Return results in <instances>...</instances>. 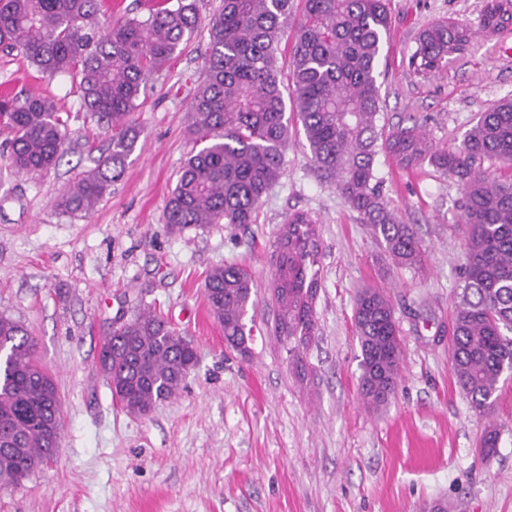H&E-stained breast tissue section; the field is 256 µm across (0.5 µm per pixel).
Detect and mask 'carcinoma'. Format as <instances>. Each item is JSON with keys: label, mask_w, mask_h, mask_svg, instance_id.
<instances>
[{"label": "carcinoma", "mask_w": 512, "mask_h": 512, "mask_svg": "<svg viewBox=\"0 0 512 512\" xmlns=\"http://www.w3.org/2000/svg\"><path fill=\"white\" fill-rule=\"evenodd\" d=\"M290 63L291 82L279 79L277 42L292 0H223L210 21L202 80L189 105V131L202 148L181 169L167 202L174 231L209 224H253L262 197L283 171L291 103L319 176L335 186L396 266L421 263L422 245L410 224L387 208L379 152L399 167L425 162L465 185L468 224L462 296L456 307L451 367L473 407L495 402L502 375L512 370V182L489 179L481 164L512 165V99L480 113L460 146L439 151L416 127L380 124L377 66L390 26L389 0H304ZM112 18V0H0V52L24 54L51 80L80 78L82 108L108 136L107 153L57 200L66 213L90 214L124 175L140 132L129 121L145 81L164 68L196 25L195 0H165L146 16ZM484 30L512 25V0H489ZM475 31L437 23L419 37L415 72L438 73ZM70 115L42 89L0 93V119L11 132L9 161L18 174L36 175L66 153ZM317 226L291 214L275 242L271 288L276 332L296 357L315 335L313 302L320 287ZM247 269H214L205 295L224 339L248 353L244 318L254 304ZM356 331L361 350L360 391L374 408L394 397L402 343L389 298L367 289L359 297ZM36 344L18 320L0 316V490L19 485L60 446L61 401L54 379L35 356ZM196 364V353L150 310L112 330L99 352L100 369L127 412L149 415L175 396ZM500 432L489 429L481 453H497Z\"/></svg>", "instance_id": "obj_1"}]
</instances>
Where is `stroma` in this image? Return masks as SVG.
<instances>
[{"instance_id":"obj_1","label":"stroma","mask_w":512,"mask_h":512,"mask_svg":"<svg viewBox=\"0 0 512 512\" xmlns=\"http://www.w3.org/2000/svg\"><path fill=\"white\" fill-rule=\"evenodd\" d=\"M487 0H390L378 67L382 123L417 126L433 147L461 143L480 112L512 98V27L478 24ZM222 0H197L198 24L152 74L132 120L140 131L124 177L92 214L56 207L107 147L81 108L79 79L48 85L69 112L66 154L38 176L15 174L0 124V315L21 320L61 397V446L47 466L0 490V512H512V377L489 414L473 409L451 371L448 344L465 263V192L430 164L375 167L385 199L424 250L413 268L387 267L369 226L318 177L300 127L284 171L252 224L170 231L165 208L194 141L188 109L204 67L209 22ZM440 22L477 33L435 76L414 72L419 34ZM320 236L315 336L301 361L274 330V242L289 215ZM246 266L257 297L245 317L250 353L224 341L205 280ZM388 293L403 342L397 392L383 409L361 398L356 300ZM148 309L189 341L197 362L178 395L147 416L122 409L99 369L115 324ZM500 431L482 461L479 441Z\"/></svg>"}]
</instances>
